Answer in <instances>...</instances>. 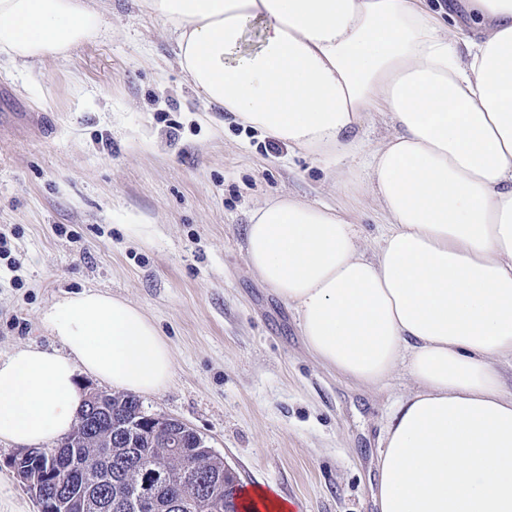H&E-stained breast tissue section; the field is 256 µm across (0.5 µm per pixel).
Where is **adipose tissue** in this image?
I'll use <instances>...</instances> for the list:
<instances>
[{
    "label": "adipose tissue",
    "mask_w": 512,
    "mask_h": 512,
    "mask_svg": "<svg viewBox=\"0 0 512 512\" xmlns=\"http://www.w3.org/2000/svg\"><path fill=\"white\" fill-rule=\"evenodd\" d=\"M138 2L207 102L308 155L365 160L356 185L388 224L373 255L357 224L286 195L253 210L245 242L322 365L367 385L400 365L413 379L381 439L380 512H512L498 368L512 363V0ZM104 33L92 0H0L13 61L62 59ZM374 112L395 133L370 151L360 131ZM42 324L58 348L0 357V441L68 433L84 377L139 395L172 380L167 341L127 300L84 292Z\"/></svg>",
    "instance_id": "1"
}]
</instances>
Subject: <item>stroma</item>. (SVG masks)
<instances>
[{"instance_id": "obj_1", "label": "stroma", "mask_w": 512, "mask_h": 512, "mask_svg": "<svg viewBox=\"0 0 512 512\" xmlns=\"http://www.w3.org/2000/svg\"><path fill=\"white\" fill-rule=\"evenodd\" d=\"M107 33L64 59L0 60V356L57 343L42 315L100 291L139 306L173 376L145 412L187 424L244 486L298 512H377L373 459L414 383L365 386L308 352L296 312L247 262L244 227L287 194L358 223L373 253L374 200L347 159H313L246 128L194 91L176 45L137 0H98ZM0 442V512H39Z\"/></svg>"}]
</instances>
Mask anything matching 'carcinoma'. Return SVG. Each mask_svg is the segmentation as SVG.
<instances>
[{
	"instance_id": "1",
	"label": "carcinoma",
	"mask_w": 512,
	"mask_h": 512,
	"mask_svg": "<svg viewBox=\"0 0 512 512\" xmlns=\"http://www.w3.org/2000/svg\"><path fill=\"white\" fill-rule=\"evenodd\" d=\"M103 405L112 412L82 410L75 428L58 448L45 454L51 459L54 480L47 485L53 496L78 495L88 490L90 512H126L125 495L130 485L147 490L139 512H205L210 497L222 500L229 512L239 510L240 480L224 458L199 447L197 435L179 431L184 447L192 451L177 456L144 428L128 430L122 416L143 410L139 400L123 393H101ZM112 441V454L105 455L100 440ZM78 453L87 464L71 468Z\"/></svg>"
}]
</instances>
